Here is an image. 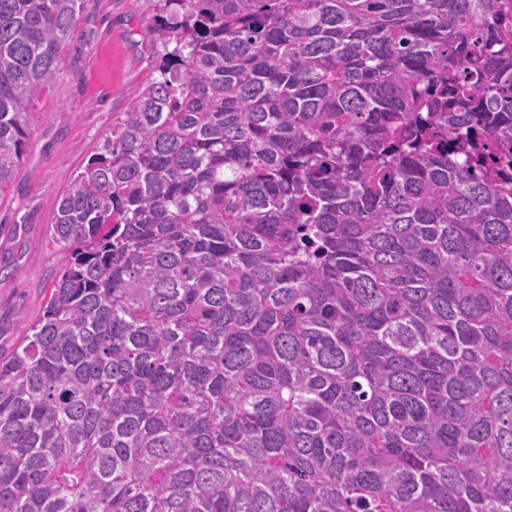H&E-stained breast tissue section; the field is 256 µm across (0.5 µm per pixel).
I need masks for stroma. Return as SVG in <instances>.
<instances>
[{
	"instance_id": "stroma-1",
	"label": "stroma",
	"mask_w": 512,
	"mask_h": 512,
	"mask_svg": "<svg viewBox=\"0 0 512 512\" xmlns=\"http://www.w3.org/2000/svg\"><path fill=\"white\" fill-rule=\"evenodd\" d=\"M154 0H81L58 78L34 108L23 162L0 193V353L43 314L64 255L50 202L96 151L156 65Z\"/></svg>"
}]
</instances>
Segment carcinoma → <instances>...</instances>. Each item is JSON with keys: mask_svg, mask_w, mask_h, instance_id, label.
<instances>
[{"mask_svg": "<svg viewBox=\"0 0 512 512\" xmlns=\"http://www.w3.org/2000/svg\"><path fill=\"white\" fill-rule=\"evenodd\" d=\"M80 0H0V193ZM0 355V512H512V0H156Z\"/></svg>", "mask_w": 512, "mask_h": 512, "instance_id": "obj_1", "label": "carcinoma"}]
</instances>
